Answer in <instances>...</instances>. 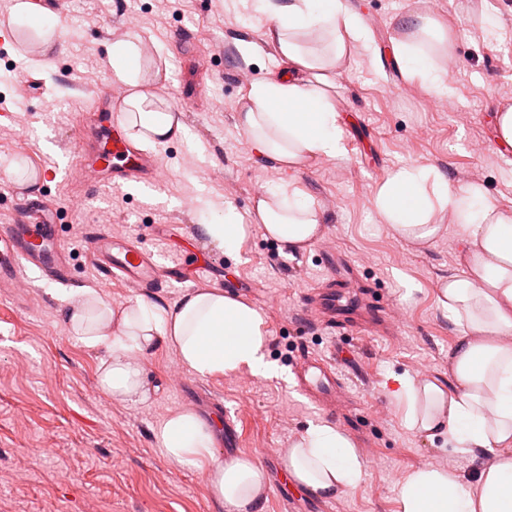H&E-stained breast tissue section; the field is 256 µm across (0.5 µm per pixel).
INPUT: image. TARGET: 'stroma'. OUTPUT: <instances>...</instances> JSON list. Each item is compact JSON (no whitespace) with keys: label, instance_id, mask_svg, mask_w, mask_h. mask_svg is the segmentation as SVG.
I'll list each match as a JSON object with an SVG mask.
<instances>
[{"label":"stroma","instance_id":"stroma-1","mask_svg":"<svg viewBox=\"0 0 512 512\" xmlns=\"http://www.w3.org/2000/svg\"><path fill=\"white\" fill-rule=\"evenodd\" d=\"M44 11L59 40L31 65L32 29L0 40V114H11L0 138V225L13 223L21 179L15 166L37 171L31 194L61 209L57 230L69 255L64 282L25 275L22 288L0 287V512H224L201 470L177 465L156 450L155 430L172 412L202 414L219 400L239 435L238 453L257 456L266 474L286 463L290 443L309 424L336 425L364 459L354 486L333 499L267 484L263 512H401L399 483L413 470L448 467L470 474L468 456L447 441L408 428L392 397L395 380L448 383V356L459 328L437 303L440 283L462 275L464 225L448 223L426 247L395 237L377 223L370 202L399 166L438 169L452 186L483 183L512 209V160L493 150V114L512 102V0H346L366 28L370 49L350 53L336 79V111L348 160H318L289 172L250 147L237 115L252 81L277 67L265 17L240 0H56ZM430 9L453 34L457 69L451 96L437 99L423 83L396 77L393 58L416 7ZM262 52L242 57L235 41ZM134 40L158 63L149 88L169 100L186 138L156 148V191L99 189L82 180L78 152L93 121L98 93L117 86L109 51ZM59 166L55 180L41 169ZM295 180L322 208L323 234L309 248L282 250L252 221L256 198L272 184ZM232 208L251 231L238 253L217 249L200 226ZM109 214L163 263L183 260V280L161 277L155 288L105 278L92 264L84 227ZM357 273L349 289L381 311L383 331H355L316 320L305 303L323 281L329 254ZM235 285L234 296L258 309L268 332L269 378L236 374L197 377L173 348L143 353L147 400H114L99 386L106 352L67 333L60 311L77 289H97L118 310L139 299L174 305L197 289ZM334 358L345 380L336 413L311 404L291 386L303 352Z\"/></svg>","mask_w":512,"mask_h":512}]
</instances>
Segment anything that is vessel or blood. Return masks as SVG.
<instances>
[{
    "label": "vessel or blood",
    "instance_id": "b4317fda",
    "mask_svg": "<svg viewBox=\"0 0 512 512\" xmlns=\"http://www.w3.org/2000/svg\"><path fill=\"white\" fill-rule=\"evenodd\" d=\"M113 93L98 96L95 109L102 122L100 134L80 146V166L99 185L113 189L130 182L155 186L161 164L158 158L129 142L122 120L112 110ZM59 208L45 199H31L14 223L0 225V283L23 284L27 268L34 267L47 278L65 281L68 277L66 251L56 234ZM89 255L105 277L120 276L138 285L154 284L160 266L152 252L136 247L128 237L100 231L88 235ZM348 266L339 256H332L320 291L308 306L325 323L340 328L343 320L336 315L341 298L339 286ZM296 390L311 402H331L343 379L334 359L316 354H302L294 369Z\"/></svg>",
    "mask_w": 512,
    "mask_h": 512
}]
</instances>
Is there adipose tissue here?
<instances>
[{"instance_id":"obj_1","label":"adipose tissue","mask_w":512,"mask_h":512,"mask_svg":"<svg viewBox=\"0 0 512 512\" xmlns=\"http://www.w3.org/2000/svg\"><path fill=\"white\" fill-rule=\"evenodd\" d=\"M252 3L267 18L266 36L279 55L276 72L251 85L238 114L253 149L292 171L316 158H346L332 90L346 54L367 47L365 29L343 0ZM450 51L447 28L425 10L414 13L395 44L409 77L422 79L439 99L452 93L443 66ZM110 57L116 78L130 89L122 110L131 140L154 148L185 137L187 128L170 104L143 87L152 59L139 43L115 42ZM372 207L399 239L421 247L441 234L438 214L448 213L467 228L465 272L449 277L438 295L462 329L449 358L453 386L401 377L392 395L405 402L410 428L431 439L447 438L456 452L492 458L477 470L471 489L456 470H414L400 484L401 512H512V211L493 202L480 183L453 190L435 168L416 165L393 171L377 188ZM255 212L265 235L291 251L308 248L322 233V212L294 181L268 188ZM201 230L227 253L237 252L247 236L231 210ZM62 316L73 338L106 350L99 384L123 402L147 399L140 356L159 345L174 348L195 376L245 370L266 377L274 371L262 315L219 288L187 293L170 307L139 300L118 312L96 289L86 288ZM156 439L168 460L203 469L225 512H262L266 476L258 458L219 455L210 426L194 411L168 415ZM286 459L292 482L321 498L355 485L365 468L353 442L329 424L309 425Z\"/></svg>"}]
</instances>
